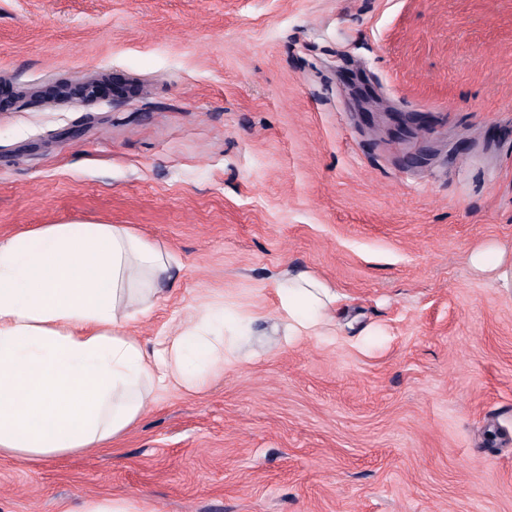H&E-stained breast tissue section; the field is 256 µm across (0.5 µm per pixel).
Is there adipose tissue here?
Listing matches in <instances>:
<instances>
[{"label":"adipose tissue","instance_id":"adipose-tissue-1","mask_svg":"<svg viewBox=\"0 0 512 512\" xmlns=\"http://www.w3.org/2000/svg\"><path fill=\"white\" fill-rule=\"evenodd\" d=\"M173 257L123 224H49L0 239V455L94 448L132 427L172 382L202 386L251 357L253 315L203 301L147 352L125 334L148 315ZM285 340L319 336L338 297L308 271L278 285Z\"/></svg>","mask_w":512,"mask_h":512}]
</instances>
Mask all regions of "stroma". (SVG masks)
<instances>
[{
	"label": "stroma",
	"instance_id": "obj_1",
	"mask_svg": "<svg viewBox=\"0 0 512 512\" xmlns=\"http://www.w3.org/2000/svg\"><path fill=\"white\" fill-rule=\"evenodd\" d=\"M0 89V238L175 256L150 350L206 299L255 317L252 363L110 446L0 457V512H512V289L470 263L512 260V0H0ZM291 270L327 338L275 332ZM63 512H152V510L143 503L139 504L129 498L121 497L84 501L78 511L65 509Z\"/></svg>",
	"mask_w": 512,
	"mask_h": 512
}]
</instances>
